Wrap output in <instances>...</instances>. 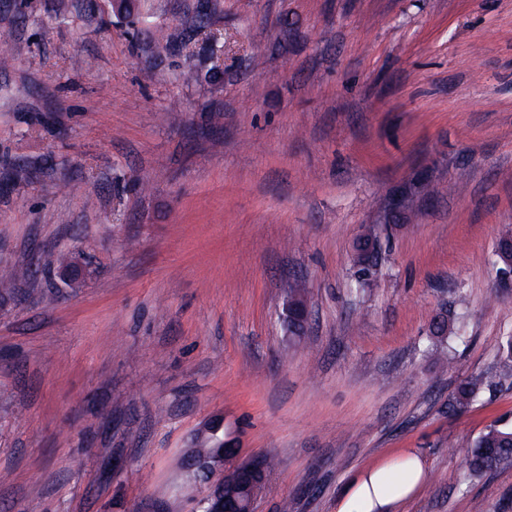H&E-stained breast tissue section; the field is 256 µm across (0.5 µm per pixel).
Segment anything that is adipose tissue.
Instances as JSON below:
<instances>
[{"label": "adipose tissue", "mask_w": 512, "mask_h": 512, "mask_svg": "<svg viewBox=\"0 0 512 512\" xmlns=\"http://www.w3.org/2000/svg\"><path fill=\"white\" fill-rule=\"evenodd\" d=\"M426 476L423 460L406 452L400 459L361 471L350 482L337 512H394L411 497Z\"/></svg>", "instance_id": "1"}]
</instances>
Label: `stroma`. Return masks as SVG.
I'll list each match as a JSON object with an SVG mask.
<instances>
[{
    "mask_svg": "<svg viewBox=\"0 0 512 512\" xmlns=\"http://www.w3.org/2000/svg\"><path fill=\"white\" fill-rule=\"evenodd\" d=\"M426 181L358 293L357 238ZM510 232L512 0H0V270H30L0 295V512H192L215 419L276 462L256 512H336L410 449L397 512H512V468L460 485L512 382L446 409L512 335Z\"/></svg>",
    "mask_w": 512,
    "mask_h": 512,
    "instance_id": "obj_1",
    "label": "stroma"
}]
</instances>
